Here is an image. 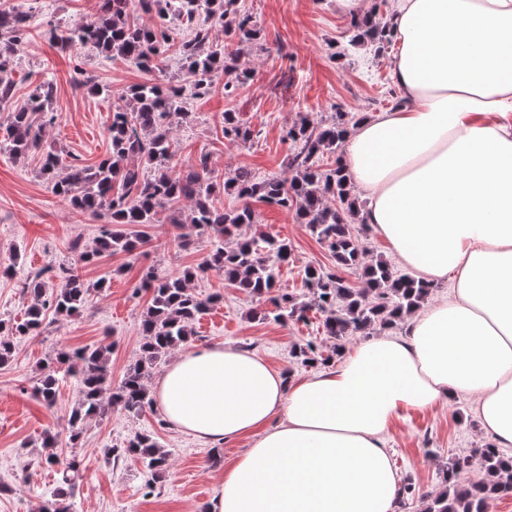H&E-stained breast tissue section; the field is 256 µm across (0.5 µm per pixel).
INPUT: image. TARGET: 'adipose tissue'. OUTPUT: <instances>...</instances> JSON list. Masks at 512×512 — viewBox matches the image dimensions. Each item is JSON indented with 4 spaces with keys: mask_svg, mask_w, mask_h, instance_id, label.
Returning a JSON list of instances; mask_svg holds the SVG:
<instances>
[{
    "mask_svg": "<svg viewBox=\"0 0 512 512\" xmlns=\"http://www.w3.org/2000/svg\"><path fill=\"white\" fill-rule=\"evenodd\" d=\"M388 26L400 103L358 121L344 163L360 218L452 294L292 383L244 349L177 354L152 386L171 428L252 440L209 512H395L386 434L457 394L512 447V0H395Z\"/></svg>",
    "mask_w": 512,
    "mask_h": 512,
    "instance_id": "adipose-tissue-1",
    "label": "adipose tissue"
}]
</instances>
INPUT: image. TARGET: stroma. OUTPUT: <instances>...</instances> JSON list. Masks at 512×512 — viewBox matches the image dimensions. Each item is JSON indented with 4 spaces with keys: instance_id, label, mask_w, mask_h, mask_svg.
Returning <instances> with one entry per match:
<instances>
[{
    "instance_id": "obj_1",
    "label": "stroma",
    "mask_w": 512,
    "mask_h": 512,
    "mask_svg": "<svg viewBox=\"0 0 512 512\" xmlns=\"http://www.w3.org/2000/svg\"><path fill=\"white\" fill-rule=\"evenodd\" d=\"M96 0H8L9 5L32 13L26 35L17 43L10 77L15 103L25 102L43 80H53L57 92L47 112L52 121L44 128L47 143L61 152L63 164L92 165L108 151L112 104L118 93L144 80L131 61L76 45L67 50L52 46L44 32L52 25L67 26L90 18ZM258 32L253 45L242 47L240 65L250 77L232 94L224 92V74L214 78L204 96H186L190 120L172 126V150L180 167L202 153L213 168L225 174L249 169L256 179L288 178V158L295 148L284 136L299 116L315 125L330 122L335 113L364 115L386 110L398 99L391 79L395 45L376 49L372 43L354 45L351 17L336 7V0H239ZM235 113L250 128V140L229 143L224 138L225 113ZM255 222L242 236L267 232L292 247L288 264L279 276L281 291L306 302L304 283L309 266L334 268L329 250L299 224L293 212L254 202ZM170 210H162L149 230L150 241L135 252H119L83 266L87 283L106 279L103 290L93 291L81 315L46 317L41 336H17L11 361L0 366V512H39L44 497L56 485L57 467L72 457L81 461V478L74 491L78 512H200L209 503L220 478V466L210 455L231 461L249 448V439L215 448L178 432L165 422L159 407L134 416L112 409L84 431L79 448H70L65 436L68 418L81 393L72 378L59 381L53 407H44L33 395L41 370L62 350L111 346L109 384L118 386L139 356L141 321L150 295L136 290L143 268L172 277L201 264L210 250L209 234L193 237L180 247ZM102 218L83 214L54 195L37 160H14L0 152V266L10 274L0 277V320L13 324L29 304L22 287L36 272L76 262L71 241L93 247ZM196 294L221 295L219 305L194 321L187 344L233 345L256 352L286 372L290 379L309 375L292 356L296 345L318 337L319 320L308 322L252 319L265 299L241 293L213 271L198 274ZM57 433L54 448L41 445L44 432ZM153 432L170 453L166 471L151 475L135 458L119 461L106 448ZM386 445L400 482L413 492L400 498L396 512H422L427 497L442 490V473L450 459L470 457L485 447L478 418L467 396L452 398L432 410L406 412L390 428ZM57 466H45L47 455Z\"/></svg>"
}]
</instances>
